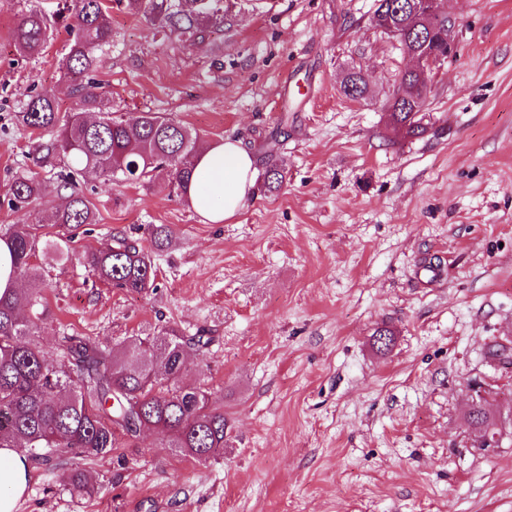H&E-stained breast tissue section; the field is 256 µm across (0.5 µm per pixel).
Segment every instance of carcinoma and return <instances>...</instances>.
<instances>
[{"label":"carcinoma","instance_id":"obj_1","mask_svg":"<svg viewBox=\"0 0 512 512\" xmlns=\"http://www.w3.org/2000/svg\"><path fill=\"white\" fill-rule=\"evenodd\" d=\"M125 6L163 37L183 45L204 42L211 29L224 23V0H71L67 27L73 35L60 70L72 84L75 105L60 113L53 99L37 94L28 99L16 119L51 138L42 145L40 164L57 170L59 187L69 191L45 224H8L0 240L13 254V275L27 288H9L0 295V441L7 439L37 465H46L66 453L103 457L121 443H133L153 431L199 463L223 453L227 420L224 409L207 391H186L171 384L190 357L209 348V336H186L166 326L158 334L140 337L117 349H103L78 335L61 338L66 362L58 364L36 340L46 288L41 268L32 263L37 253L69 259L72 236L53 232L96 221L92 200L80 193L78 180L94 173L107 181L151 185L167 182L170 194L187 195L195 160L211 143L187 126L160 112H142L125 119L112 112L111 101L94 78L97 52L112 43L113 6ZM411 0H376L372 18L390 21L398 38L423 45L419 30L408 23ZM50 23L39 11L22 14L12 30L16 52L26 58L40 55L49 37ZM448 13L440 12L437 30L428 46L447 49ZM343 93L363 95L365 81L355 70L341 82ZM426 96L411 72L399 75L390 97V125L403 138L427 132L423 123ZM261 190L278 191L283 175L275 161L260 175ZM41 182L29 175L14 177L8 204L21 208L38 199ZM173 230L156 225L150 247L124 235H114L103 246L87 251L81 263L99 280L134 293L157 288V269L150 249L169 244ZM473 435L481 440L496 426L489 413H469ZM72 494L85 497L97 490L82 468L67 475Z\"/></svg>","mask_w":512,"mask_h":512}]
</instances>
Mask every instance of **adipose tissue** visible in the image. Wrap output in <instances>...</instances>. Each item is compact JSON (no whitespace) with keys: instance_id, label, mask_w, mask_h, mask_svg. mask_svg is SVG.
I'll return each instance as SVG.
<instances>
[{"instance_id":"1","label":"adipose tissue","mask_w":512,"mask_h":512,"mask_svg":"<svg viewBox=\"0 0 512 512\" xmlns=\"http://www.w3.org/2000/svg\"><path fill=\"white\" fill-rule=\"evenodd\" d=\"M255 186L254 163L240 142L213 145L197 162L188 190L192 208L219 224L234 218ZM31 479L28 459L9 445L0 446V512H17Z\"/></svg>"}]
</instances>
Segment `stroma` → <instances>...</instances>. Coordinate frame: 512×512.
<instances>
[{
    "instance_id": "obj_1",
    "label": "stroma",
    "mask_w": 512,
    "mask_h": 512,
    "mask_svg": "<svg viewBox=\"0 0 512 512\" xmlns=\"http://www.w3.org/2000/svg\"><path fill=\"white\" fill-rule=\"evenodd\" d=\"M65 0H0V225L41 224L61 202L36 162L39 132L14 120L30 95L74 99L58 68L73 39ZM222 27L185 47L112 12L97 77L113 111L162 112L213 143L239 140L284 172L233 219L204 221L163 185L91 178L98 222L77 250L114 234L148 239L157 288L130 293L75 261L52 262L40 345L62 360L70 331L112 346L171 324L212 345L179 386L224 406V453L199 464L149 433L93 461L37 466L19 512H512V0H446L458 52L432 81L428 131L401 139L383 104L408 66L371 23L374 0H227ZM53 19L39 57L19 56L22 10ZM360 68L371 94L340 90ZM42 183L19 210V174ZM439 258L440 277L423 268ZM394 329L384 354L381 326ZM499 423L497 447H473V385ZM87 469L100 490L71 495Z\"/></svg>"
}]
</instances>
